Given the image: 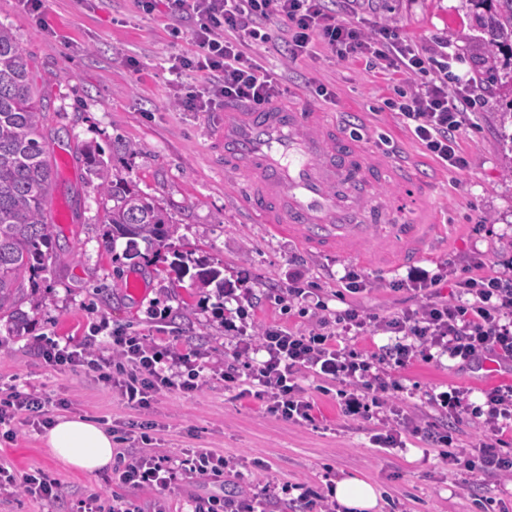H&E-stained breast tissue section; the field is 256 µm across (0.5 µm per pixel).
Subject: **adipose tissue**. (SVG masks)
<instances>
[{"label": "adipose tissue", "mask_w": 512, "mask_h": 512, "mask_svg": "<svg viewBox=\"0 0 512 512\" xmlns=\"http://www.w3.org/2000/svg\"><path fill=\"white\" fill-rule=\"evenodd\" d=\"M44 442L51 460L86 474L112 465L110 431L82 416H63L48 429ZM380 491L371 483L347 477L335 483V499L346 512H377Z\"/></svg>", "instance_id": "1"}]
</instances>
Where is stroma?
I'll return each mask as SVG.
<instances>
[{
    "mask_svg": "<svg viewBox=\"0 0 512 512\" xmlns=\"http://www.w3.org/2000/svg\"><path fill=\"white\" fill-rule=\"evenodd\" d=\"M355 9L363 25L383 23L423 49L448 40L452 74L474 81L481 97L477 109L466 114L459 140L467 168L441 167L388 107L397 91H410L405 76L383 74L362 58L339 61L319 48L294 61L284 47L271 43L257 47L260 63L281 74L287 91L283 103L361 113L353 139L365 149L414 161L428 174L427 199L447 243L423 258L421 268L433 272L451 262L466 277L474 273L472 258L479 257L483 274H496L512 256V176L505 172L512 166V150L504 146L512 126L500 121L512 90L481 77L484 52L469 37L475 22L468 0H357ZM0 24L11 28L49 104L46 145L52 157L67 159L57 167L50 197L53 214L67 216L56 229L58 259L35 282L38 305L29 310L26 325L0 321V393L36 389L52 402L51 417L87 416L111 431L118 453L141 450L138 426L150 422L157 454L182 461L203 450L229 460L219 475L188 474L164 492L138 491L145 512L157 501L167 512H188L194 498L235 499L240 487L257 493L271 479L319 491L349 475L381 491L380 512H486L488 497L512 512V483L478 475L463 482L424 436L405 432L400 447H380L374 440L384 430L379 419L345 418L336 383L301 374L299 383L315 406L311 422L282 420L267 413L253 393L225 390L222 372L235 340L224 321L234 317L237 306L248 312L250 335L270 326L300 332L320 319L332 334L338 313L358 309L379 322L366 335L347 336L345 345L369 355L397 343L385 320L416 308L420 298L398 285L406 268L387 267L392 247L386 236L361 244L354 258L320 254L273 232L249 212L243 203L247 182L225 186L224 156L216 141L223 112H191L174 100L181 83L198 86L202 80L193 73L177 80L170 72L172 56L190 44L188 34L172 36L176 21L164 0L149 14L135 0H43L38 19L22 11L17 0H0ZM459 28L467 39H450V30ZM314 81L333 87L335 101L318 98L310 88ZM117 139L134 144L137 152L115 161V168L179 226L171 249L208 258L233 288V298L219 296L212 286L198 289L154 251L129 260L124 240L106 244L107 206L89 183L80 151L88 145L106 148ZM349 270L366 280L365 291H348L342 277ZM135 276L145 283L139 295L129 288ZM294 282L313 289L318 302L289 303L288 286ZM114 330L200 350L201 389L165 391L149 408L134 409L97 373L52 366L41 355L42 348L90 335L105 346ZM389 374L404 388L397 403L401 417L426 429L448 428L464 447L482 438L476 419H448L429 395L461 387L469 390L470 404L479 406L485 391L512 384L510 366L498 365L491 374L484 362L445 355L416 357ZM11 427L14 438L0 439V465L18 473L43 470L57 480L62 498L43 506L17 493L0 498V512H80L90 494L108 502L120 493L112 470L87 475L50 460L45 427L19 418Z\"/></svg>",
    "mask_w": 512,
    "mask_h": 512,
    "instance_id": "obj_1",
    "label": "stroma"
}]
</instances>
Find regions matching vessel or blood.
<instances>
[{"instance_id":"1","label":"vessel or blood","mask_w":512,"mask_h":512,"mask_svg":"<svg viewBox=\"0 0 512 512\" xmlns=\"http://www.w3.org/2000/svg\"><path fill=\"white\" fill-rule=\"evenodd\" d=\"M344 127L340 117L297 104L225 107L220 136L224 171L247 168V209L317 251L356 256L358 245L371 238L375 223L384 221L391 225V241L400 246L398 263L419 260L437 241L431 226L416 218L407 196L396 197L387 210H373L372 223H351L352 211L366 204L355 189L359 179L396 181L408 188L417 178L372 158L346 136Z\"/></svg>"}]
</instances>
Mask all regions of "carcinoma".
Segmentation results:
<instances>
[{
    "mask_svg": "<svg viewBox=\"0 0 512 512\" xmlns=\"http://www.w3.org/2000/svg\"><path fill=\"white\" fill-rule=\"evenodd\" d=\"M494 9L476 17L489 77L498 78L497 55L512 43V0H494ZM47 105L32 83L23 52L12 31L0 25V320L19 325L27 314L25 283L46 270L55 258L48 209L54 171L42 143ZM99 146L84 150L86 167L97 193L112 201L107 211L110 240L127 239L126 256H139L138 242L159 247L177 232L135 184L113 172ZM195 283L224 288L221 271L194 263Z\"/></svg>",
    "mask_w": 512,
    "mask_h": 512,
    "instance_id": "1",
    "label": "carcinoma"
}]
</instances>
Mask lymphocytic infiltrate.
<instances>
[{
    "instance_id": "1",
    "label": "lymphocytic infiltrate",
    "mask_w": 512,
    "mask_h": 512,
    "mask_svg": "<svg viewBox=\"0 0 512 512\" xmlns=\"http://www.w3.org/2000/svg\"><path fill=\"white\" fill-rule=\"evenodd\" d=\"M174 19L191 22V48L176 58V70L201 73L205 94L189 93L181 102L196 112H213L225 101L258 106L281 96V81L261 65L257 46L277 40L290 58L311 53L320 42L338 58L368 57L372 66L406 75L414 84L407 101L398 107L401 121L415 139L446 168L461 170L467 159L458 149L465 114L477 106L479 96L467 81L449 84L436 74L433 56L415 51L399 33L377 23L365 32L337 17L326 0H168ZM454 278L464 302L450 306L433 301V289ZM407 283L422 301L385 323L404 343L386 350L385 360L406 365L417 353L439 350L464 362L485 356L512 364V271L485 277L456 276L451 265L437 272L411 271ZM111 355L91 343L68 344L45 351L50 363L76 364L100 374L128 405L145 408L164 390L197 392L200 367L190 354L144 342L136 336L113 333ZM372 357L341 348L334 336L313 329L306 333L278 327L239 339L232 362L224 369V387L233 390L242 382L258 386L268 412L282 419L311 420L314 405L303 395L298 376L311 372L341 383L339 406L348 417H361L370 407L392 402L400 386L373 373ZM483 440L477 458L454 448L452 435L428 433L434 445L449 448L448 461L458 470L512 481V454L500 445L512 434V385L485 394L481 422ZM119 484L133 490L167 489L177 477L167 458L148 453L124 457L115 471ZM22 491L32 499L52 505L60 487L43 472L24 475L0 467V494Z\"/></svg>"
}]
</instances>
